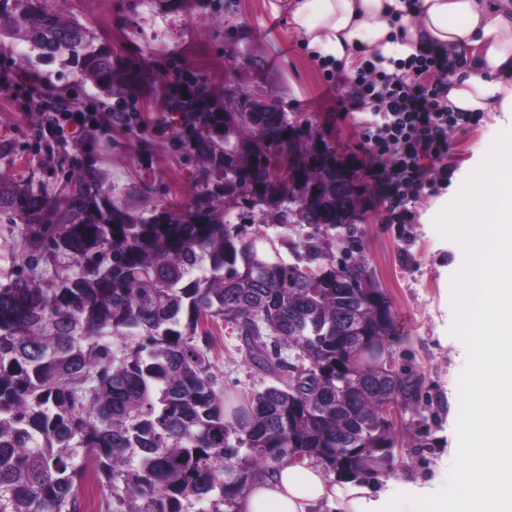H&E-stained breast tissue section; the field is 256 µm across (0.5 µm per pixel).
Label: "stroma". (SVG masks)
<instances>
[{
  "instance_id": "1",
  "label": "stroma",
  "mask_w": 512,
  "mask_h": 512,
  "mask_svg": "<svg viewBox=\"0 0 512 512\" xmlns=\"http://www.w3.org/2000/svg\"><path fill=\"white\" fill-rule=\"evenodd\" d=\"M48 9L93 30L122 67L146 68L159 83L132 81L124 93L105 96L59 64L23 67L28 46L0 48V186L33 190L64 204V185L76 170L104 176L114 198L137 208L188 211L208 201L198 159L181 149L178 113L163 105L166 84L198 83L223 100L227 85L264 87L282 111L338 145L358 186L353 245L377 287L392 303L396 365L418 383L403 402L398 446L377 469L382 491L404 512L441 500L464 459L459 451L456 410L473 353L460 327L465 249L457 225L473 175L482 169L498 134L512 126V112H495L479 125L448 134L446 164L454 175L438 202L415 205L417 221L391 224L354 159L361 153L360 113L343 111L352 75L344 65L315 62L290 29L287 15L273 14L269 0H46ZM60 98L61 108L80 106L90 120L76 137L56 141L42 131L33 107L38 94ZM28 232L24 217L0 213V284L21 263ZM224 388L248 392L270 377L250 362L241 341L224 336Z\"/></svg>"
}]
</instances>
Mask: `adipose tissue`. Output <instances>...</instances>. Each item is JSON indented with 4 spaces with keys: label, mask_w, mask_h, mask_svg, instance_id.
I'll list each match as a JSON object with an SVG mask.
<instances>
[{
    "label": "adipose tissue",
    "mask_w": 512,
    "mask_h": 512,
    "mask_svg": "<svg viewBox=\"0 0 512 512\" xmlns=\"http://www.w3.org/2000/svg\"><path fill=\"white\" fill-rule=\"evenodd\" d=\"M318 63L351 64L358 51L399 58L421 47L466 57L448 84L458 112H512V0H273ZM404 43H397V36ZM480 194L463 235L470 261L462 329L476 368L458 411L465 468L455 503L422 512H512V130L475 176ZM240 512H400L364 479L327 478L316 462L282 463L254 483Z\"/></svg>",
    "instance_id": "obj_1"
}]
</instances>
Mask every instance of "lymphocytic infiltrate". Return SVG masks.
Listing matches in <instances>:
<instances>
[{
    "mask_svg": "<svg viewBox=\"0 0 512 512\" xmlns=\"http://www.w3.org/2000/svg\"><path fill=\"white\" fill-rule=\"evenodd\" d=\"M452 69L446 56L432 51L404 59L378 52L350 80L347 109L365 115L364 171L379 187L390 223H411L413 206L450 182L453 172L443 164L449 131L483 118L449 110Z\"/></svg>",
    "mask_w": 512,
    "mask_h": 512,
    "instance_id": "1",
    "label": "lymphocytic infiltrate"
}]
</instances>
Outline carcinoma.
<instances>
[{
  "instance_id": "1",
  "label": "carcinoma",
  "mask_w": 512,
  "mask_h": 512,
  "mask_svg": "<svg viewBox=\"0 0 512 512\" xmlns=\"http://www.w3.org/2000/svg\"><path fill=\"white\" fill-rule=\"evenodd\" d=\"M28 44L22 64L59 61L107 96L126 75L82 24L40 0H0V47ZM237 103L202 112L181 146L198 155L212 199L271 212L285 224L301 208L284 185L264 207L254 192L271 159L239 127ZM259 122L288 133L284 112ZM301 138L305 224L314 232L285 259L273 239L214 206L132 211L98 174L68 182L67 206L31 191L0 190V211L28 216L22 264L0 284V512H83L85 459L94 457L98 512H236L242 494L283 461L323 457L373 472L397 443L379 422L386 399L414 384L385 378L394 337L391 302L355 258L325 264L322 240L353 218V181L332 183ZM60 223H54V220ZM51 266L49 281L35 275ZM318 268L307 281L306 268ZM241 336L249 360L277 381L240 396L224 391L218 332ZM315 358L297 365L267 338ZM123 338L122 349L112 339Z\"/></svg>"
}]
</instances>
